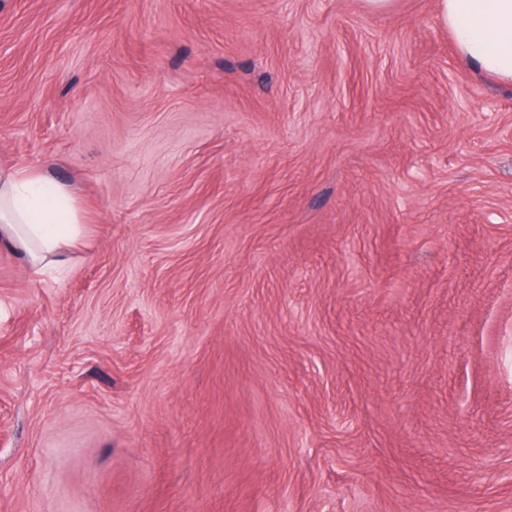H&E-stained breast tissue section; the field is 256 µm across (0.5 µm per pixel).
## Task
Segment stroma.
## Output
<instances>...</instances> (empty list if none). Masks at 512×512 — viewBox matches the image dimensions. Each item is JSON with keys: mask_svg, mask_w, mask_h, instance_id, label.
I'll list each match as a JSON object with an SVG mask.
<instances>
[{"mask_svg": "<svg viewBox=\"0 0 512 512\" xmlns=\"http://www.w3.org/2000/svg\"><path fill=\"white\" fill-rule=\"evenodd\" d=\"M0 512H512V84L437 0H0ZM79 224L66 187L44 171L0 160V247L22 252L35 274L62 268Z\"/></svg>", "mask_w": 512, "mask_h": 512, "instance_id": "1", "label": "stroma"}]
</instances>
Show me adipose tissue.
Segmentation results:
<instances>
[{"mask_svg":"<svg viewBox=\"0 0 512 512\" xmlns=\"http://www.w3.org/2000/svg\"><path fill=\"white\" fill-rule=\"evenodd\" d=\"M458 55L479 73L512 83V0H438ZM70 191L41 170L0 161V247L20 251L34 273L64 265L78 236Z\"/></svg>","mask_w":512,"mask_h":512,"instance_id":"ef3b65f1","label":"adipose tissue"}]
</instances>
